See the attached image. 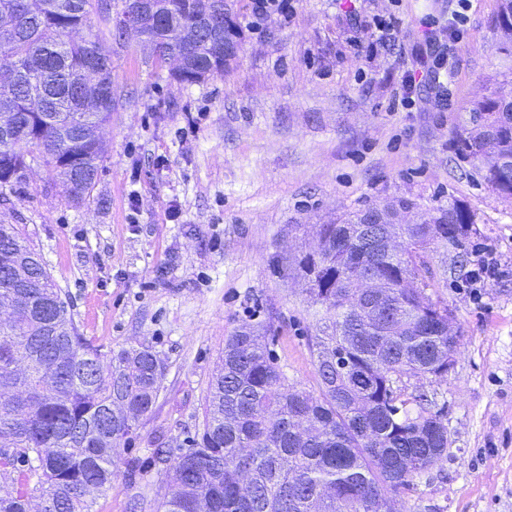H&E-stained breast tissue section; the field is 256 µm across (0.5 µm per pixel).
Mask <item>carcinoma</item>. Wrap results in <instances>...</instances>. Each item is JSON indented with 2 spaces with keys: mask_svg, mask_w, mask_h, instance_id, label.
<instances>
[{
  "mask_svg": "<svg viewBox=\"0 0 512 512\" xmlns=\"http://www.w3.org/2000/svg\"><path fill=\"white\" fill-rule=\"evenodd\" d=\"M142 36L183 57L180 82L224 74L214 46L174 44L168 28L199 24L198 0H153ZM98 0H0V111L19 116L14 139L0 140V186L21 184L32 165L54 171L80 204L103 171L95 131L112 104L88 108L73 90L91 63L112 79V59L97 34L72 33ZM495 25L512 43V0H499ZM457 158L512 203V102L486 97L452 131ZM475 213L450 198L436 213L397 198L319 225L318 249L282 270L304 283L316 334L318 392L291 383L258 327L243 323L224 339L202 428L174 455L158 445L154 465L171 475L156 512H394L388 494L409 491L448 453V420L435 392L412 379L448 374V306L426 294L430 245L462 246ZM405 239L390 252L368 234ZM373 273L388 285L383 301L355 300L352 278ZM0 473L16 474L0 493V512H91L125 465L118 450L134 440L157 402L164 366L152 347L104 350L83 336L41 256L15 227L0 224Z\"/></svg>",
  "mask_w": 512,
  "mask_h": 512,
  "instance_id": "cac0c4a2",
  "label": "carcinoma"
}]
</instances>
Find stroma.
Wrapping results in <instances>:
<instances>
[{
	"instance_id": "1",
	"label": "stroma",
	"mask_w": 512,
	"mask_h": 512,
	"mask_svg": "<svg viewBox=\"0 0 512 512\" xmlns=\"http://www.w3.org/2000/svg\"><path fill=\"white\" fill-rule=\"evenodd\" d=\"M242 27L223 75L193 84L138 37L93 31L112 57V117L102 129L104 170L85 203L69 202L54 174L34 167L0 200L65 291L80 331L107 349L146 344L165 365L162 390L94 512H138L168 492L152 464L158 442L185 446L202 423L224 339L259 325L291 382L317 391L310 300L274 272L276 257L315 243L320 224L396 198L422 209L465 201L476 213L465 251L496 249L502 274L471 297L455 250L432 245L427 293L448 305L463 341L436 391L452 444L398 512H512V204L459 162L451 131L473 101L512 72V47L494 23L498 0H470L466 34L447 49L450 104L425 86L422 35L445 29L455 0H290L249 27L252 0H229ZM392 19V48L354 34L351 13Z\"/></svg>"
}]
</instances>
